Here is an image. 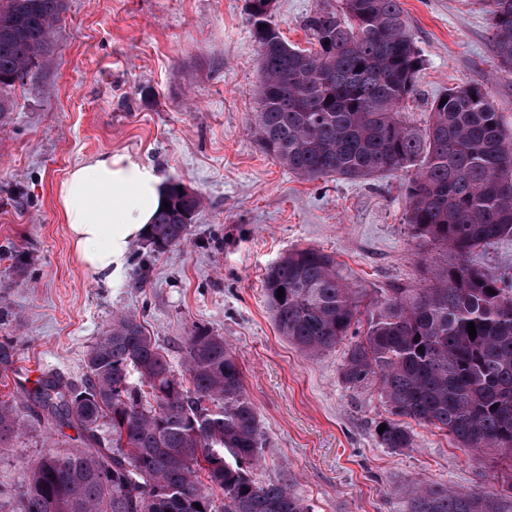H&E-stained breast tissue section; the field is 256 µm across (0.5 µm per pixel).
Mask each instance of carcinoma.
<instances>
[{
	"instance_id": "1",
	"label": "carcinoma",
	"mask_w": 512,
	"mask_h": 512,
	"mask_svg": "<svg viewBox=\"0 0 512 512\" xmlns=\"http://www.w3.org/2000/svg\"><path fill=\"white\" fill-rule=\"evenodd\" d=\"M343 2L340 14L304 17L313 51L281 37L272 11L249 13L260 51L256 141L304 180L415 168L405 222L450 259L426 287L385 290L343 373L354 384L379 378L392 415L448 433L468 457L507 463L494 473L501 492L418 481L409 512H512V283L469 262L476 249L512 237V140L478 85L448 90L426 127L409 124L401 108L423 59L401 0ZM485 4L493 67L512 74V0ZM63 10L64 0H0V113L13 111L16 84L40 69ZM165 185L168 210L146 235L157 253L188 241L202 207L200 195L179 191L181 181ZM263 284L277 330L308 356L334 350L360 315L363 295L316 248L280 256ZM86 368L81 385L50 375L36 395L47 419L76 429L82 446L48 448L27 463L19 493L0 489V512H312L288 483L253 479L258 412L224 337L195 330L180 375L137 315L121 313ZM26 407L24 397L0 402V446L19 434ZM384 425L382 447L412 446L401 422Z\"/></svg>"
}]
</instances>
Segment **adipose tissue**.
Wrapping results in <instances>:
<instances>
[{
  "label": "adipose tissue",
  "mask_w": 512,
  "mask_h": 512,
  "mask_svg": "<svg viewBox=\"0 0 512 512\" xmlns=\"http://www.w3.org/2000/svg\"><path fill=\"white\" fill-rule=\"evenodd\" d=\"M164 200L160 176L128 155H101L73 168L58 202L83 267L104 280L124 269Z\"/></svg>",
  "instance_id": "adipose-tissue-1"
}]
</instances>
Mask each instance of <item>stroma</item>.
<instances>
[{
    "mask_svg": "<svg viewBox=\"0 0 512 512\" xmlns=\"http://www.w3.org/2000/svg\"><path fill=\"white\" fill-rule=\"evenodd\" d=\"M424 60L404 117L424 127L448 89L482 84L512 137V75L491 70L482 0H401ZM342 0H275L272 23L299 47L309 13ZM258 47L248 0H66L37 75L0 114V400L34 393L49 374L80 383L87 355L114 314H137L183 369L195 327L232 345L264 434L260 483H291L313 512H408L418 480L488 489L495 460H468L439 429L410 422L412 447L380 445L391 416L378 379L352 385L349 348L301 353L279 334L263 291L271 263L295 248L333 255L366 299L424 285L441 246L405 222L406 174L303 180L259 148ZM127 154L204 199L187 246L150 253L135 241L123 274L106 282L77 260L57 200L71 168ZM145 287H134L140 272ZM76 430L28 417L0 447V485L26 462L78 445Z\"/></svg>",
    "mask_w": 512,
    "mask_h": 512,
    "instance_id": "obj_1",
    "label": "stroma"
}]
</instances>
